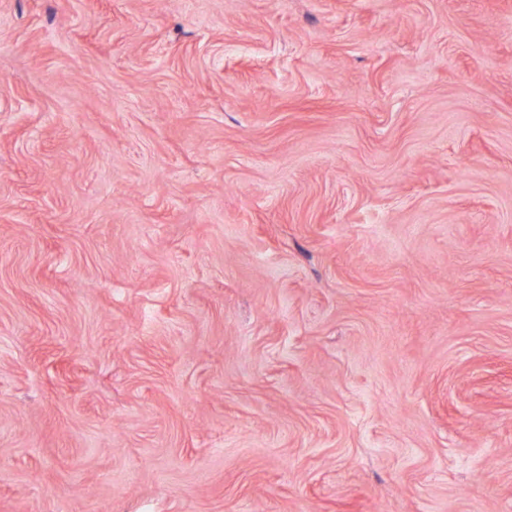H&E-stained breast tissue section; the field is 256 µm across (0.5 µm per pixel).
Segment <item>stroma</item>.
Masks as SVG:
<instances>
[{
  "instance_id": "1",
  "label": "stroma",
  "mask_w": 512,
  "mask_h": 512,
  "mask_svg": "<svg viewBox=\"0 0 512 512\" xmlns=\"http://www.w3.org/2000/svg\"><path fill=\"white\" fill-rule=\"evenodd\" d=\"M0 512H512V0H0Z\"/></svg>"
}]
</instances>
